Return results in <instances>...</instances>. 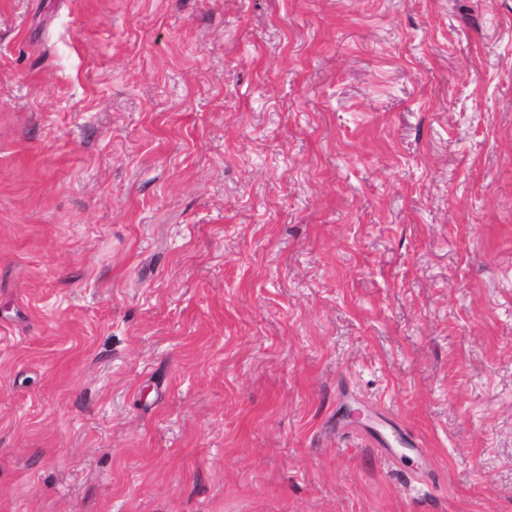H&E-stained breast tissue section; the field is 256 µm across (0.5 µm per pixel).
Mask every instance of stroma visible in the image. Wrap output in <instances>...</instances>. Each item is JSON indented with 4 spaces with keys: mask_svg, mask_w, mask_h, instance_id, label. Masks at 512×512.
I'll use <instances>...</instances> for the list:
<instances>
[{
    "mask_svg": "<svg viewBox=\"0 0 512 512\" xmlns=\"http://www.w3.org/2000/svg\"><path fill=\"white\" fill-rule=\"evenodd\" d=\"M0 512H512V0H0Z\"/></svg>",
    "mask_w": 512,
    "mask_h": 512,
    "instance_id": "1",
    "label": "stroma"
}]
</instances>
